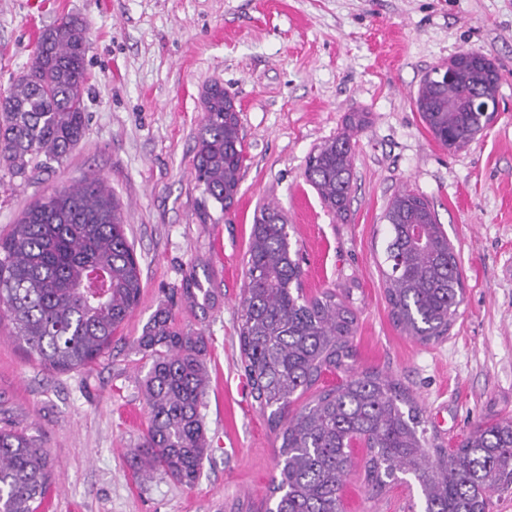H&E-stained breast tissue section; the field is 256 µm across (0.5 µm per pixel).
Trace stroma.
Returning a JSON list of instances; mask_svg holds the SVG:
<instances>
[{
  "mask_svg": "<svg viewBox=\"0 0 512 512\" xmlns=\"http://www.w3.org/2000/svg\"><path fill=\"white\" fill-rule=\"evenodd\" d=\"M74 15L91 49L87 129L61 162L28 181L0 168V237L40 197L98 175L120 202L141 275L138 305L92 365L57 373L0 325V420L39 439L53 463L39 512H262L279 441L241 366L240 300L255 209L279 207L306 296L348 297L358 369L393 375L424 411L427 435L452 448L480 422L512 418V0H0V94L29 64L41 31ZM493 60L499 110L465 148L438 144L414 96L462 49ZM220 82L239 109L246 159L223 211L193 161L202 95ZM365 113L354 134L350 207L324 208L306 178L319 145ZM409 189L434 207L459 256L464 302L442 340L394 323L380 272L390 198ZM206 310L174 309L204 329L201 414L211 451L194 485L143 479L128 452L143 441L136 340L188 270ZM368 451H352L346 512H421L416 486L372 495Z\"/></svg>",
  "mask_w": 512,
  "mask_h": 512,
  "instance_id": "stroma-1",
  "label": "stroma"
}]
</instances>
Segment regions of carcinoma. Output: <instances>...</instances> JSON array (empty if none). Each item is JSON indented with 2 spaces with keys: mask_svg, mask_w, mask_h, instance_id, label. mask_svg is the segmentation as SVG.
Masks as SVG:
<instances>
[{
  "mask_svg": "<svg viewBox=\"0 0 512 512\" xmlns=\"http://www.w3.org/2000/svg\"><path fill=\"white\" fill-rule=\"evenodd\" d=\"M90 40L87 26L65 17L42 33L27 70L0 95V165L10 178L67 157L86 125L83 92ZM455 79L421 82L415 103L434 139L457 151L482 131L471 111L478 95L497 97V68L489 58L457 53ZM194 175L203 193L226 211L238 192L244 139L233 98L214 82L205 90ZM352 135L343 133L310 155L307 178L330 211L348 203ZM382 275L397 327L429 343L448 334L463 302L457 253L434 208L407 190L389 201ZM141 294L138 261L118 200L100 177L38 199L0 238V315L14 340L47 369L65 373L94 363L112 343ZM180 299L206 308L209 291L195 269ZM242 368L260 411L278 431L279 479L272 480L269 512H344L341 496L351 466L350 444L369 451L366 477L375 490L408 476L424 500L423 512H489L491 497L512 494V418L489 419L446 449L429 440L422 409L389 375L355 367L351 338L356 318L334 291L309 298L301 288L298 253L287 218L263 207L250 234L241 298ZM151 360L143 379L149 424L131 462L145 479L160 470L191 486L208 455L200 413L206 386L202 331L175 325L172 305L158 309L138 337ZM345 374L300 410L292 406L327 371ZM52 463L36 439L0 427V512H37Z\"/></svg>",
  "mask_w": 512,
  "mask_h": 512,
  "instance_id": "1",
  "label": "carcinoma"
}]
</instances>
